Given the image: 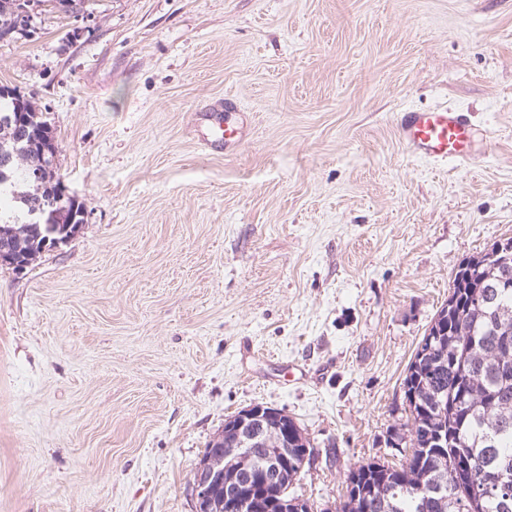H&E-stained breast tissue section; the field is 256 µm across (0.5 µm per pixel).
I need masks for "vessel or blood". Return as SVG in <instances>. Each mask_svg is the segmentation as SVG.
Segmentation results:
<instances>
[{
    "instance_id": "vessel-or-blood-1",
    "label": "vessel or blood",
    "mask_w": 512,
    "mask_h": 512,
    "mask_svg": "<svg viewBox=\"0 0 512 512\" xmlns=\"http://www.w3.org/2000/svg\"><path fill=\"white\" fill-rule=\"evenodd\" d=\"M239 117L238 105L229 99L223 107L209 109L204 114L209 125L202 143L221 150L238 142L242 136ZM397 127L412 154L435 162H467L468 146L477 135L467 114L448 105L407 109L400 113Z\"/></svg>"
}]
</instances>
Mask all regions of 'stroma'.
Segmentation results:
<instances>
[{
  "mask_svg": "<svg viewBox=\"0 0 512 512\" xmlns=\"http://www.w3.org/2000/svg\"><path fill=\"white\" fill-rule=\"evenodd\" d=\"M84 222L0 266V512H195L196 465L261 403L336 512L399 462L402 382L459 266L512 237V0H84L0 39ZM247 134L212 152L204 106ZM464 109L471 158L395 116ZM397 127L412 154L435 162H467L477 135L467 114L448 105L409 108L398 116Z\"/></svg>",
  "mask_w": 512,
  "mask_h": 512,
  "instance_id": "obj_1",
  "label": "stroma"
}]
</instances>
